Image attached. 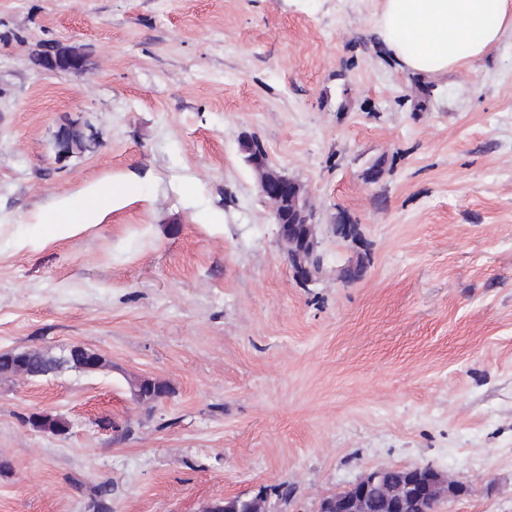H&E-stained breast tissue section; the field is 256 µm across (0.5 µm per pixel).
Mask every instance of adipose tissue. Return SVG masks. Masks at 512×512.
Here are the masks:
<instances>
[{
    "label": "adipose tissue",
    "mask_w": 512,
    "mask_h": 512,
    "mask_svg": "<svg viewBox=\"0 0 512 512\" xmlns=\"http://www.w3.org/2000/svg\"><path fill=\"white\" fill-rule=\"evenodd\" d=\"M376 28L402 70L437 78L470 66L512 34V0H383ZM113 196L101 186L68 196L6 246L36 250L95 228Z\"/></svg>",
    "instance_id": "obj_1"
}]
</instances>
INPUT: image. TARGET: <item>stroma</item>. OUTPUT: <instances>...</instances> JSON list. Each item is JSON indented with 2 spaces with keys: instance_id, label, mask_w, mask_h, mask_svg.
Wrapping results in <instances>:
<instances>
[{
  "instance_id": "35a3bbf8",
  "label": "stroma",
  "mask_w": 512,
  "mask_h": 512,
  "mask_svg": "<svg viewBox=\"0 0 512 512\" xmlns=\"http://www.w3.org/2000/svg\"><path fill=\"white\" fill-rule=\"evenodd\" d=\"M381 5L0 0V236L85 186L137 185L82 235L0 254V351L108 362L0 377V512L260 493L317 512L408 466L467 484L435 512H512V36L419 77L384 52ZM57 44L85 70L41 67ZM69 124L92 138L65 151ZM245 135L308 190L309 284ZM138 378L171 391L136 401Z\"/></svg>"
}]
</instances>
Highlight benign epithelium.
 Instances as JSON below:
<instances>
[{"label": "benign epithelium", "instance_id": "1", "mask_svg": "<svg viewBox=\"0 0 512 512\" xmlns=\"http://www.w3.org/2000/svg\"><path fill=\"white\" fill-rule=\"evenodd\" d=\"M41 63L57 71H78L85 56L78 50L59 45L53 53L41 57ZM252 141L244 139L242 149L258 173L262 196L270 204L274 223L280 227L287 244L288 261L294 276L313 281L320 264L316 224L307 191L298 180L270 167L265 156L253 151ZM467 491L466 484L450 479L430 466L403 468L378 467L348 488L320 501L318 512H434L444 498Z\"/></svg>", "mask_w": 512, "mask_h": 512}]
</instances>
